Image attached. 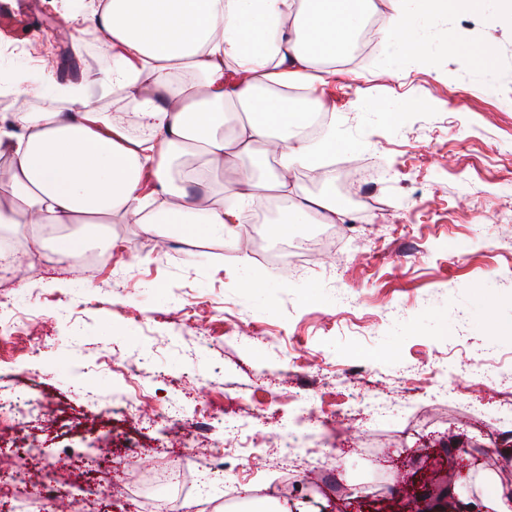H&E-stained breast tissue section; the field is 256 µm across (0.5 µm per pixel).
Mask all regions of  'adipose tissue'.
I'll use <instances>...</instances> for the list:
<instances>
[{
	"mask_svg": "<svg viewBox=\"0 0 512 512\" xmlns=\"http://www.w3.org/2000/svg\"><path fill=\"white\" fill-rule=\"evenodd\" d=\"M485 3L391 0L381 40L421 55L422 21ZM375 12V0H98L86 22L109 69L70 83L24 71L7 85L56 105L0 119V229L24 235L36 258L77 262L112 223L237 246V225L271 197L284 202L277 223H335L344 214L335 194L306 193L298 176L336 142L301 129L321 103L317 85L335 79ZM108 84L132 111L98 112ZM133 126L148 137L131 136ZM219 174L227 207L211 192Z\"/></svg>",
	"mask_w": 512,
	"mask_h": 512,
	"instance_id": "ef3b65f1",
	"label": "adipose tissue"
}]
</instances>
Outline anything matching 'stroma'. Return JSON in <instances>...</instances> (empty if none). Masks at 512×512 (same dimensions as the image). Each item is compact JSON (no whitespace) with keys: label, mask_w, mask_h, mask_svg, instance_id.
<instances>
[{"label":"stroma","mask_w":512,"mask_h":512,"mask_svg":"<svg viewBox=\"0 0 512 512\" xmlns=\"http://www.w3.org/2000/svg\"><path fill=\"white\" fill-rule=\"evenodd\" d=\"M28 27L0 29V76L52 66L55 81L103 68L63 20L89 0H34ZM492 46L486 87L448 49ZM425 57L352 59L321 94L336 148L326 167L343 236L292 271L266 252L265 228L218 238L110 224L94 251L111 263L7 268L0 301V400L47 405L0 429L11 452L42 462L64 451L132 445L101 512H374L430 493L478 502L479 480L512 488V23L490 11L434 16ZM401 115L398 125L385 113ZM384 170L380 208L360 202L363 162ZM153 397L133 414L134 389ZM214 416L183 487L149 488L147 458ZM301 450H284L293 432ZM231 468L208 478L210 455Z\"/></svg>","instance_id":"35a3bbf8"}]
</instances>
